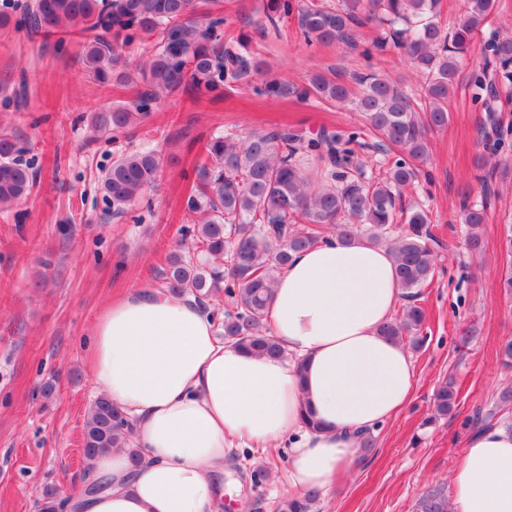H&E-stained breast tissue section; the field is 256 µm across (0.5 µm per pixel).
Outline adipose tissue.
<instances>
[{
    "label": "adipose tissue",
    "mask_w": 512,
    "mask_h": 512,
    "mask_svg": "<svg viewBox=\"0 0 512 512\" xmlns=\"http://www.w3.org/2000/svg\"><path fill=\"white\" fill-rule=\"evenodd\" d=\"M401 300L391 253L364 238H329L294 253L276 277L266 328L298 365L225 344L193 301L135 288L107 303L93 329L92 387L135 425L127 449L94 461L105 490L78 512H222L226 452L290 445L288 479L329 491L362 455L358 434L411 401L414 365L382 336ZM321 422L312 430L305 411ZM451 512H512V430L468 436L451 472Z\"/></svg>",
    "instance_id": "ef3b65f1"
}]
</instances>
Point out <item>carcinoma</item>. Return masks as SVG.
<instances>
[{
	"label": "carcinoma",
	"instance_id": "cac0c4a2",
	"mask_svg": "<svg viewBox=\"0 0 512 512\" xmlns=\"http://www.w3.org/2000/svg\"><path fill=\"white\" fill-rule=\"evenodd\" d=\"M216 0H33L26 17L34 30L93 33L84 46L81 65L103 86L141 81L133 106H119L87 115L98 132L122 131L149 116L162 93L185 89L224 93V89L259 73V57L244 51L243 39L227 29L223 16L213 15ZM495 0H468L464 17L450 31L438 20L439 0H269L267 21L278 28L291 17L308 43L358 46L361 30H377L362 51L366 61L388 48L405 57L419 78L423 93L406 94L397 83L372 67L352 74L362 87L356 108L365 125L324 130L306 140L296 130L273 127L245 136L226 131L206 144V158L194 167V192L187 209L205 221L184 229V244L203 256L195 261L172 254L163 270V285L174 295H191L202 305L224 297L228 309L218 323L224 339L257 356L282 357L284 350L267 333L265 318L273 301L277 272L294 252L312 247L334 231L349 242L364 236L388 245L394 255L403 307L399 317L382 325L383 335L422 346L424 311L419 290L433 278L437 256L428 213L406 201L417 190L429 135L448 125V101L461 81L463 59L475 52L476 34L494 10ZM125 45L154 40L150 54L137 65L127 60L112 39ZM482 65L472 71L475 103L488 112L496 140L512 135L496 123L501 96L487 89H512V38L493 39L479 49ZM258 96L298 94L336 104L349 97L340 81L316 76L298 90L270 80L252 87ZM384 157L378 171L371 158ZM494 173L486 176L480 201L463 198L460 213L465 250L482 252V224L495 197ZM36 173L24 158L20 139L0 131V208L24 199ZM162 178V159L155 150L121 154L102 172L99 190L112 216L121 217L137 200L155 191ZM433 415L426 423L446 419L458 406L453 379L433 395ZM512 408V385L503 386L482 417L493 427L501 412ZM133 433L131 420L104 396L90 405L83 427L86 473L95 458L117 447ZM71 498L55 488L45 490L41 512H63ZM417 512H448V496L439 489L422 495Z\"/></svg>",
	"mask_w": 512,
	"mask_h": 512
}]
</instances>
